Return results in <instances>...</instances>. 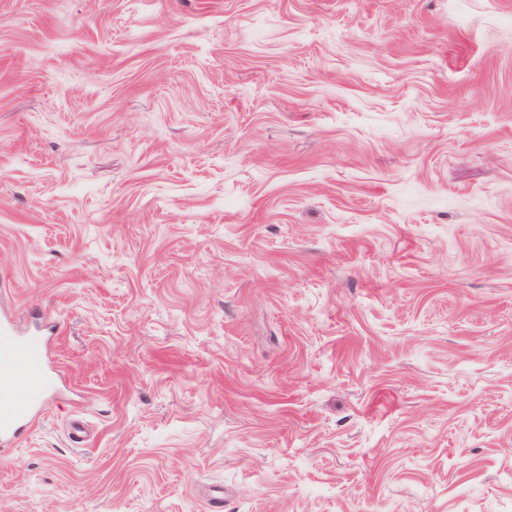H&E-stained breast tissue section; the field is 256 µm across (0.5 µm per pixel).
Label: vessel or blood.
<instances>
[{
  "label": "vessel or blood",
  "instance_id": "1",
  "mask_svg": "<svg viewBox=\"0 0 512 512\" xmlns=\"http://www.w3.org/2000/svg\"><path fill=\"white\" fill-rule=\"evenodd\" d=\"M48 345V337L25 332L14 313L0 309V388L17 394L0 402V442L33 426L52 398Z\"/></svg>",
  "mask_w": 512,
  "mask_h": 512
}]
</instances>
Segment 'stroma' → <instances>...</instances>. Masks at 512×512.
<instances>
[{
    "instance_id": "35a3bbf8",
    "label": "stroma",
    "mask_w": 512,
    "mask_h": 512,
    "mask_svg": "<svg viewBox=\"0 0 512 512\" xmlns=\"http://www.w3.org/2000/svg\"><path fill=\"white\" fill-rule=\"evenodd\" d=\"M2 289L0 512H512V0H0ZM42 335L25 332L16 315L1 307L0 388H13L18 399L0 402V442L15 437L22 427L33 426L52 398L50 337Z\"/></svg>"
}]
</instances>
